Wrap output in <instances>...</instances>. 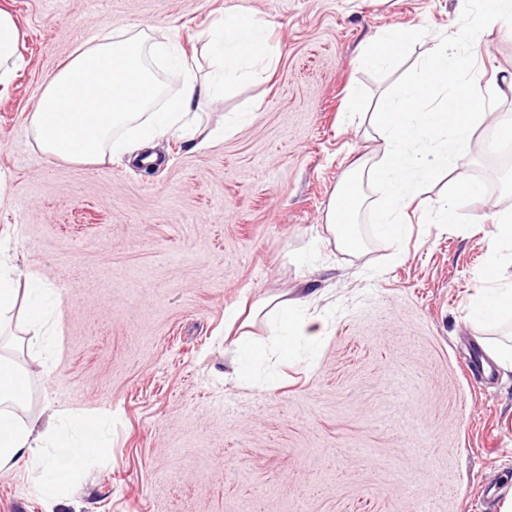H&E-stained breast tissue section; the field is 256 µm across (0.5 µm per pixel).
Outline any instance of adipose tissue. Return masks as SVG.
Masks as SVG:
<instances>
[{
    "label": "adipose tissue",
    "mask_w": 512,
    "mask_h": 512,
    "mask_svg": "<svg viewBox=\"0 0 512 512\" xmlns=\"http://www.w3.org/2000/svg\"><path fill=\"white\" fill-rule=\"evenodd\" d=\"M470 35L499 33L512 36V0H493L490 9L466 21ZM260 22L226 15L210 34L207 48L214 71L196 76L192 65L175 56V47L152 35L151 27L131 26L104 31L77 48L69 62L41 91L29 116V129L45 154L70 161H89L107 154L121 156L131 140L149 144L169 136L190 122L195 100L215 95L243 71H267L276 62L266 45ZM413 36L398 26L386 28L362 57L363 66L382 69L402 56ZM455 39L433 43L420 60L424 81L401 85L384 96L370 125L383 144L381 159L373 165L354 160L352 169L365 170L370 183L382 192L372 215L378 234L395 251H402L408 229L403 210L421 194L423 183L448 163L468 161L467 146L473 131L492 115L486 108L487 89L479 78L466 74L455 52ZM176 60L184 75L182 93L169 99L163 111L153 105L162 94L154 69L157 61ZM364 197L339 190L326 216L325 229L346 249L360 245L355 213ZM26 296L14 286V269L0 262V318L25 299L27 324L45 327L43 298H56L55 289L30 276ZM471 308L474 322H496L512 315V285L480 289ZM302 303H274L275 351L292 357L298 346L319 345L327 329L321 315L303 314ZM29 390L28 373L19 358L0 354V472L19 461L41 468V496L56 500L70 485L84 459L103 454L96 416H85L75 434L41 427L36 416L21 415Z\"/></svg>",
    "instance_id": "adipose-tissue-1"
}]
</instances>
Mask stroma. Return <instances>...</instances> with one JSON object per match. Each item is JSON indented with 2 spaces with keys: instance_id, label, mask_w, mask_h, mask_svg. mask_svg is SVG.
<instances>
[{
  "instance_id": "35a3bbf8",
  "label": "stroma",
  "mask_w": 512,
  "mask_h": 512,
  "mask_svg": "<svg viewBox=\"0 0 512 512\" xmlns=\"http://www.w3.org/2000/svg\"><path fill=\"white\" fill-rule=\"evenodd\" d=\"M486 0H0L20 32L0 91V248L20 274L57 288L50 351H31L25 413H99L108 450L78 470L54 510L28 463L0 473V512H500L512 492V370L471 374L474 357L512 343V326L477 327L469 303L488 280L490 233L512 211V161L494 164L487 126L470 161L430 179L407 210L401 256L362 207V244L324 232L357 157L379 158L367 115L417 74L430 43L457 53L484 85L512 74V37L460 35ZM264 21L275 68L200 101L205 146L171 135L161 157H46L28 132L41 88L95 31L155 27L212 59L220 13ZM418 28L396 66L359 65L389 25ZM485 192L428 224L449 182ZM302 299L325 316L314 359L280 365L273 389L232 372L224 315L249 314L271 340L261 301Z\"/></svg>"
}]
</instances>
